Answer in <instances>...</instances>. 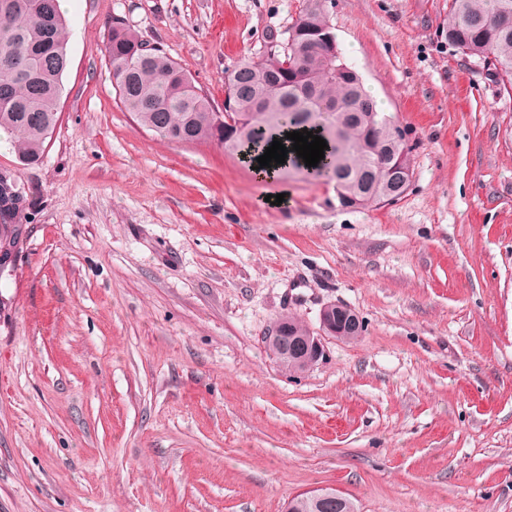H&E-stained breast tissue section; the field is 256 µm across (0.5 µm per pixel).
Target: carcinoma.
I'll list each match as a JSON object with an SVG mask.
<instances>
[{
    "label": "carcinoma",
    "mask_w": 512,
    "mask_h": 512,
    "mask_svg": "<svg viewBox=\"0 0 512 512\" xmlns=\"http://www.w3.org/2000/svg\"><path fill=\"white\" fill-rule=\"evenodd\" d=\"M325 0H302L282 54L245 60L224 82V111L188 89L180 65L128 26H112L106 53L119 100L138 123L168 141H215L257 161L277 138L288 149L279 173L331 170L341 206L380 209L410 188L413 147L394 139L396 122L378 112L359 74L340 51ZM448 46L475 66H488L498 94L512 98V0H448ZM67 64V22L58 0H0V132L24 165L40 161L58 121ZM232 124H227L226 119ZM307 130L326 140L325 158L308 167L286 133Z\"/></svg>",
    "instance_id": "obj_1"
}]
</instances>
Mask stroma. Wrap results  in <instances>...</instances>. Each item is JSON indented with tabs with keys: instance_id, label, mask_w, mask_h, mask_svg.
<instances>
[{
	"instance_id": "1",
	"label": "stroma",
	"mask_w": 512,
	"mask_h": 512,
	"mask_svg": "<svg viewBox=\"0 0 512 512\" xmlns=\"http://www.w3.org/2000/svg\"><path fill=\"white\" fill-rule=\"evenodd\" d=\"M300 0H67L59 120L0 145L32 232L0 284V512H512V100L448 45V0H326L348 64L413 145L397 204L259 179L118 100L122 21L215 111L279 54ZM284 194L283 205L266 195ZM354 309L358 341L292 376L264 338ZM297 496L310 499L317 512H346L345 499L335 488H318Z\"/></svg>"
}]
</instances>
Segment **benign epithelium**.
<instances>
[{"label": "benign epithelium", "instance_id": "7a95c632", "mask_svg": "<svg viewBox=\"0 0 512 512\" xmlns=\"http://www.w3.org/2000/svg\"><path fill=\"white\" fill-rule=\"evenodd\" d=\"M25 196V188L12 169L0 168V215H7L12 203ZM31 229L14 243L0 246V277L17 275L19 261L26 246ZM361 327V318L349 306L329 302L320 311V333L307 326L303 334H294L292 317L283 316L277 320L265 337V343L278 363L288 372L300 374L310 370L324 357L323 336L329 335L340 340H349L347 334ZM302 497L312 501L316 512H344L346 502L343 495L334 488L325 487L308 491Z\"/></svg>", "mask_w": 512, "mask_h": 512}]
</instances>
